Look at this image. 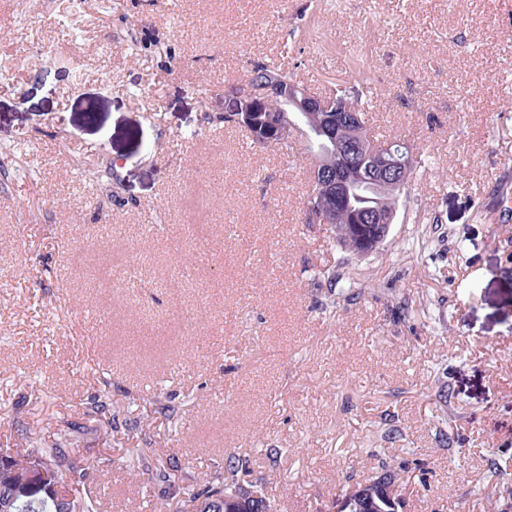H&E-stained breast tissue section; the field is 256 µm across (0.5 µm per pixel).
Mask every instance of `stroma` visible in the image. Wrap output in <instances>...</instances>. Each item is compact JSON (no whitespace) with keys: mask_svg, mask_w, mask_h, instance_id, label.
<instances>
[{"mask_svg":"<svg viewBox=\"0 0 512 512\" xmlns=\"http://www.w3.org/2000/svg\"><path fill=\"white\" fill-rule=\"evenodd\" d=\"M257 61L314 92L366 81L370 134L420 157L368 258L305 224V137L219 126ZM503 195L512 0H0V439L85 426L97 512L161 508L129 440L198 480L246 459L277 512L384 461L404 512H505Z\"/></svg>","mask_w":512,"mask_h":512,"instance_id":"35a3bbf8","label":"stroma"}]
</instances>
